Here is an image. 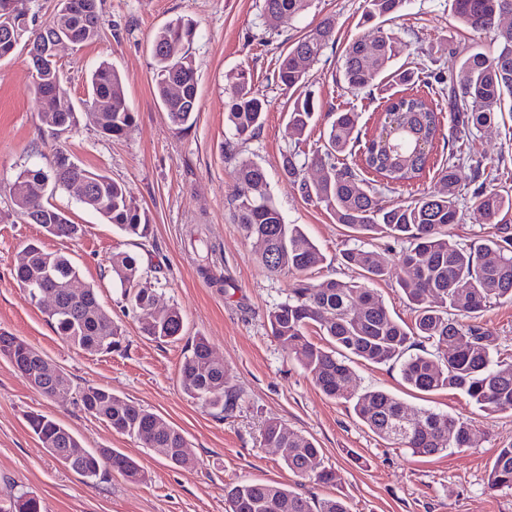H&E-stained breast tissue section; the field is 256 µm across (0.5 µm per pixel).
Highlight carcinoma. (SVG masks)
Masks as SVG:
<instances>
[{
	"mask_svg": "<svg viewBox=\"0 0 512 512\" xmlns=\"http://www.w3.org/2000/svg\"><path fill=\"white\" fill-rule=\"evenodd\" d=\"M70 7L93 5V11L72 16L59 9L43 26L27 29L23 0H0V59L12 56L19 44L28 52L46 48L63 37L76 46L96 42L104 24L100 0H60ZM311 0H262L265 26L277 30L305 11ZM408 0H364L368 21L391 17L403 11ZM461 24L492 37L496 52L489 57L474 52L461 62L455 79L458 88L456 111L443 115L439 104L415 88L422 84L428 93L436 86L425 76L412 82V73L395 74L405 89L388 99L377 117L372 133L358 127L356 112L336 109L324 142L311 154L319 168V181L302 177L300 154L289 150L283 170L299 183L304 197L324 205L336 223L366 237L381 236L404 245L396 283L412 305V324L398 321L369 284L387 275L378 252L367 248L344 250L343 260L362 271L363 281L334 279L315 282L311 271L323 255L301 225L287 224L270 191L265 170L255 162L239 163L233 193V218L251 242L261 263L271 272L286 271L296 277L284 302L268 315L271 335L288 356L295 359L329 397L352 404L355 416L374 434L414 454L433 455L470 444L472 420L431 410L404 433L395 432L405 417L403 403L382 389L360 393L347 391L352 371L349 362L397 364L402 380L424 393L439 390L466 395L483 412H512V361L494 358L488 331L477 322L487 308L512 303V228L504 224L498 234L478 245H461L452 239L451 226L459 223L458 194L460 160L470 159L473 177H478L482 160L472 154L471 136L494 122L505 98H512V29L497 27L498 18L512 13V0H452ZM334 33L327 18L300 36L278 59L277 81L290 88L305 74L300 60H318ZM195 35L192 22L172 20L154 35L151 55L156 91L170 122L182 127L198 111L196 69L190 45ZM406 44L393 31L376 29L374 36L358 37L343 56L341 82L350 91H362L385 74ZM34 91L42 103L41 118L59 137L79 124L57 64L36 68ZM179 86L181 93L172 94ZM89 106L97 112L96 125L108 138L120 139L132 128L135 113L128 103L117 71L100 64L90 77ZM320 105L313 95L296 99L288 111V125L295 135H305ZM266 103L252 90L251 73L240 70L230 76L229 110L226 123L237 139H247L261 128ZM448 122V157L438 161L436 173L447 191L431 194L420 189L438 151L440 128ZM86 182L77 201L97 213L105 223L128 235L146 238L149 219L129 187L102 171L84 168L59 149L48 169L26 168L11 183L14 214L25 224H37L48 237L76 240L82 225L53 203L57 190L69 188L72 180ZM402 189L407 197L384 208L377 194L380 185ZM478 210L489 220L512 210V196L480 187L473 194ZM112 281L122 288L126 302L135 310L147 311L144 335L155 340L177 339L184 319L174 304L160 301L158 292L144 277L139 259L127 252L110 257ZM17 283L29 286L30 298L51 289L56 295L51 308L44 309L48 321L65 341L90 354H110L121 344V327L101 304L94 287L87 285L75 295L69 285L81 281L78 268L62 252H50L39 242L20 250L13 264ZM327 340L315 343L310 333ZM419 351L410 353L412 348ZM0 356L8 359L22 375L35 376L33 387L50 397L70 383L57 368L23 339L0 331ZM179 381L189 397L222 413L234 408L239 394L228 386L224 365L215 361L207 339L197 335L187 347L179 367ZM80 405L103 420L113 432L136 438L150 448L167 449L173 460L188 443L183 434L159 414L112 393L104 387L84 386L77 390ZM29 430L66 469L93 482L118 473L133 482L145 478L139 464L115 448H86L64 425L37 412L26 415ZM267 444L282 449L284 464L302 479L333 483L336 474L323 466L320 449L309 439L286 432L276 420L264 427ZM493 488H512V447L502 448L490 471ZM225 512H349L346 501L332 496L312 501L289 489L265 482L246 481L225 495ZM0 512H43L38 496L23 492L9 500Z\"/></svg>",
	"mask_w": 512,
	"mask_h": 512,
	"instance_id": "1",
	"label": "carcinoma"
}]
</instances>
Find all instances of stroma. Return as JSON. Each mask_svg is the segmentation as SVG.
Listing matches in <instances>:
<instances>
[{"instance_id": "stroma-1", "label": "stroma", "mask_w": 512, "mask_h": 512, "mask_svg": "<svg viewBox=\"0 0 512 512\" xmlns=\"http://www.w3.org/2000/svg\"><path fill=\"white\" fill-rule=\"evenodd\" d=\"M261 5L262 0H102L100 39L60 47L57 55L78 108L101 62L118 70L136 114L134 127L120 139L102 137L85 113L77 129L54 139L41 120L26 49L0 61V329L38 350L72 385L111 389L161 415L182 430L191 449L184 464L172 465L158 449L112 432L72 398L44 397L0 357V496L31 492L40 497L45 512H225L230 488L264 481L315 499L343 494L351 512H512V489L489 484L498 449L512 446L511 413L477 411L455 391L414 392L395 365L353 363L350 390L384 389L408 410L427 408L472 419L469 447L415 455L375 435L344 400L328 398L271 335L267 314L285 301L294 277L266 270L233 220L230 197L239 162L250 160L265 169L285 222L302 225L320 247L325 259L313 270V280H360V269L341 258L343 249L357 245L379 252L389 269H397L399 245L360 237L336 223L324 205L307 201L282 170V155L296 140L288 126V109L296 98L311 93L325 107L311 131L315 141L329 125L328 107L359 113L366 129L397 86L386 79L354 94L337 79L345 46L372 30L360 22L363 0H312L307 11L275 35L265 30ZM328 16L336 21L333 45L308 64L302 84L281 86L275 77L279 56ZM178 17L195 23L191 53L198 110L184 129L170 123L155 96L150 52L155 32ZM382 27L407 43L400 66L441 74L449 87L472 50L495 52L490 36L457 22L451 0H410ZM241 67L250 69L253 89L267 110L254 137L233 142L225 121V85L227 74ZM473 146L484 160L486 189L512 195V112L474 132ZM61 148L79 165L104 171L130 188L149 216L148 238L130 237L103 223L63 190L55 202L83 226L79 240L46 238L38 225L12 221L9 183L24 168L48 166ZM473 189V182L462 181L460 221L451 228L453 240L464 245L494 235L497 228L475 208ZM38 237L46 250L72 257L82 282L97 289L101 303L122 325L125 339L112 353L92 355L64 341L16 283L14 257ZM119 251L137 255L164 300L181 309V339L155 341L143 335L142 314L127 306L112 283L109 258ZM206 252L223 287L213 286L196 269L197 254ZM480 322L491 335L493 351L512 357V304L492 306ZM199 333L240 395L233 411L203 408L181 387L179 366ZM31 411L68 427L85 447L120 449L143 467L144 480L132 483L115 474L89 482L64 468L28 429L25 416ZM269 419L312 440L324 466L335 471V484L290 472L277 450L263 441Z\"/></svg>"}]
</instances>
